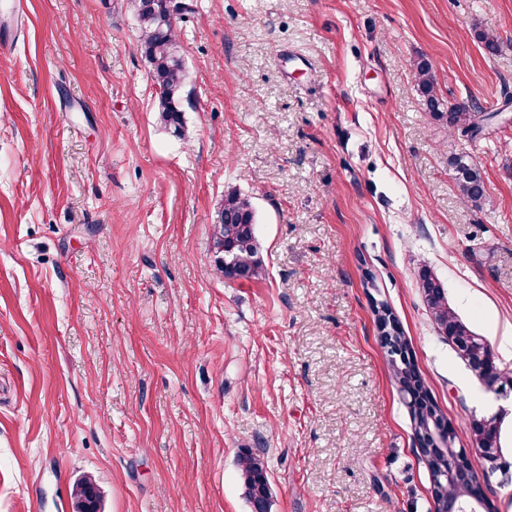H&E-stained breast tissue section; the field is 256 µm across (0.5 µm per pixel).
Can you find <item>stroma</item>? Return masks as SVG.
<instances>
[{
  "label": "stroma",
  "instance_id": "stroma-1",
  "mask_svg": "<svg viewBox=\"0 0 512 512\" xmlns=\"http://www.w3.org/2000/svg\"><path fill=\"white\" fill-rule=\"evenodd\" d=\"M188 136L162 128L128 0H0V512H433L372 305L470 447L496 397L440 336L421 266L512 371V0H187ZM496 31L487 55L475 38ZM496 113L426 112L411 64ZM467 152L492 199L453 189ZM266 275L224 277V192ZM244 494L251 512H271V490L263 457L247 450L238 459ZM259 508L260 511H255Z\"/></svg>",
  "mask_w": 512,
  "mask_h": 512
}]
</instances>
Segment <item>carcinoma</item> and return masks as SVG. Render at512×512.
I'll use <instances>...</instances> for the list:
<instances>
[{"instance_id": "obj_1", "label": "carcinoma", "mask_w": 512, "mask_h": 512, "mask_svg": "<svg viewBox=\"0 0 512 512\" xmlns=\"http://www.w3.org/2000/svg\"><path fill=\"white\" fill-rule=\"evenodd\" d=\"M138 31L140 49L148 63L151 78L156 86V112L163 127L178 138L187 137L181 91L188 80V71L181 56L176 54L177 35L174 25L168 22L173 7L172 0H130ZM476 38L486 53L495 55L500 50L499 36L491 31L479 30ZM416 90L432 117L444 124L448 132H461L475 138L484 130L486 114L472 101L445 103L439 97L434 66L421 56L412 64ZM448 167L459 196L471 206L482 209L490 203L484 173L471 157L458 153L448 159ZM256 215L251 198L230 188L224 192L220 219L214 225L213 241L224 276L229 279L258 280L265 273L255 236ZM417 288L429 315L441 336H470L475 347L487 357L490 369L496 372L497 382L512 390V373L500 368L492 346L476 333L448 302V294L439 277L427 266L417 273ZM409 351L406 337L398 333L393 348L386 352L388 367L394 381L411 387L423 407L432 413L439 408L426 389L415 364L400 361L399 354ZM411 367L413 381L399 379L402 365ZM503 421L501 415H474L470 418V432L484 448H495L498 460L484 468L487 477L507 466L505 461ZM244 494L252 510L271 512L270 481L265 460L247 450L238 459Z\"/></svg>"}]
</instances>
